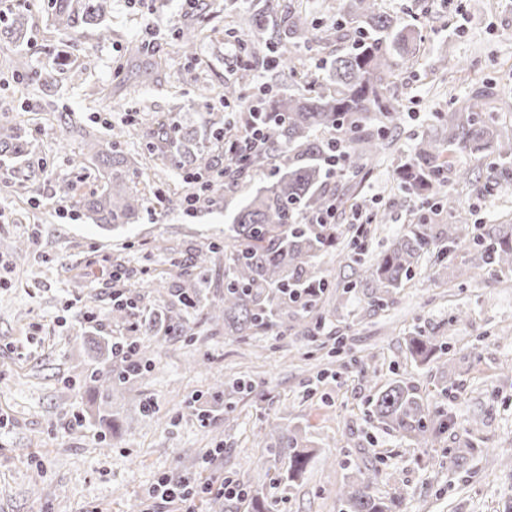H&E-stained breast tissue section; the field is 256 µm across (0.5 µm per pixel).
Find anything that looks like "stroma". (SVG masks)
Wrapping results in <instances>:
<instances>
[{"label":"stroma","mask_w":512,"mask_h":512,"mask_svg":"<svg viewBox=\"0 0 512 512\" xmlns=\"http://www.w3.org/2000/svg\"><path fill=\"white\" fill-rule=\"evenodd\" d=\"M258 2L241 0L233 12L230 0H198L192 8L183 0H112V39L101 43L92 25L77 37L54 29L47 0H30L25 41L0 39V114L23 116L25 136L37 146L27 156H0V512H148L159 477L200 484L217 473L265 486L280 499L279 512H341L336 491L356 464L368 467L376 495L401 491L406 512H512V373L503 369L512 361V273L479 268L469 241L446 261L423 257L394 304L384 307L373 305L370 289L345 290L352 268L321 257L320 271L340 303L325 308L326 324L314 339L292 331L243 344L212 330L200 313L189 319L192 339L142 337L156 368L109 398L117 438L106 446L93 423L70 426L99 404L89 374L107 367L102 339H131L130 324L145 315L139 307L127 324L112 323L113 271L131 293L148 292L170 260L190 265L197 249L223 237L245 194L265 181L254 176L243 190L198 204L191 216L179 205L162 212L152 203L137 222L111 232L62 211V177L71 176L81 192L93 183L89 171L72 166L83 148L77 131L106 141L112 127L137 117L138 136L117 150L138 161V190L185 196L183 170L145 149L156 120L171 118L206 143L211 113L224 109L218 92L241 67L232 52L237 43L277 35L293 7L321 30L336 21V0H276L258 29L249 21ZM380 8L415 25L426 52L392 87L400 134L362 182L372 206L394 217L369 237L368 261L412 220V201L395 187V168L412 136H448L431 113L448 111L451 98H466L483 82L512 100V0H381ZM179 29L208 36L195 54L179 55ZM132 43L144 46V60L159 63L157 82L142 84L140 62L126 52ZM19 52L34 71H52L53 81L38 86L17 77L12 61ZM83 52L93 57L90 67L74 63ZM250 66L255 78L243 99L264 87L281 97L295 92L296 78L269 69L263 56ZM458 196L470 222L512 224L511 181L485 197L472 187ZM19 240L27 252L14 251ZM87 313L95 322H84ZM418 329L437 331L445 348L424 365L405 354V338ZM338 340L344 350L335 356ZM365 369L386 381L407 379L429 403H443L447 430L422 448L371 422ZM235 381L247 389L228 396ZM448 381L457 384V397L439 400ZM147 400L154 415L142 412ZM269 419L302 426L319 448L295 483H276L286 460L252 443ZM218 447L223 457L206 458ZM450 448L465 449L464 461L449 463Z\"/></svg>","instance_id":"stroma-1"}]
</instances>
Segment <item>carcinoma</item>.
<instances>
[{"label":"carcinoma","mask_w":512,"mask_h":512,"mask_svg":"<svg viewBox=\"0 0 512 512\" xmlns=\"http://www.w3.org/2000/svg\"><path fill=\"white\" fill-rule=\"evenodd\" d=\"M55 27L78 36L91 24H100L111 9L110 0H49ZM288 37L305 36L307 14L288 11ZM421 38L412 25L381 13L379 0H337L334 25L308 39L306 51L325 64L327 77L313 73L301 76L297 93L278 98L265 88L257 97L258 111L272 114L267 126V148L231 162L228 173L218 174L224 183H212L210 192L230 189L239 181L265 174L269 181L246 198L233 218L224 225V241L207 244L191 268L173 264L178 279H188L186 288L168 291V303L160 310L149 308L150 318L141 325L146 335L186 337L191 331L188 316L202 313L224 335L247 341L267 331L286 334L297 327L308 336L318 333L321 322H309L306 314L325 307L332 300L329 280L321 277L317 259L336 252L338 262L354 258L367 249V238L345 236L338 224H317L331 204L341 208L350 199L372 224H385L388 216L374 213L366 199H356L360 177L383 150L392 147L390 135L398 129L397 112L389 97L397 72L418 64ZM277 64L298 75V59L272 40L265 45ZM251 83L250 69H243L239 85L224 86L222 98H240L237 87ZM492 87L474 88L471 96L448 112L435 113L441 126L450 129L448 140L424 135L398 169L401 191L423 210L419 218L403 227L388 248L370 263L360 264L357 279L347 283L372 289V303L383 306L394 301L397 290L416 274L420 260L433 255L442 261L468 235V216L459 210L451 185L475 183L472 169L450 161L456 152L480 155L493 179H512V138L498 128L497 108L485 103L494 99ZM243 116H214L209 121L215 144H230L238 138ZM87 156L77 158L78 166L94 165V178L101 186L79 195L76 203L95 224L121 225L135 221L144 209L145 197L132 190L139 168L128 159L114 155L112 142L86 133ZM182 129L163 120L147 146L153 152L166 148L172 164L206 174L211 170L209 147L196 153L181 150ZM345 148L346 183L336 181L328 162L333 143ZM32 143L23 139L22 121L14 118L0 126V153L16 156L30 153ZM446 209L456 217L454 224H436L434 216ZM482 265L492 271H512V225L499 224L485 235L472 236ZM224 253V291L214 297L205 293L211 256ZM437 346V336L420 331L409 337L406 349L416 362L426 360ZM155 365L141 354L135 361H112V368L97 370L90 377L98 393L110 395L144 379ZM373 393L368 399L369 417L386 430L420 445L445 429L444 410L432 407L419 387L411 382H384L372 374L367 378ZM253 441L277 456L288 459L284 479L295 482L311 461L306 440L278 422H270L253 433ZM233 482L241 494L221 499L207 498L211 512H234L246 505L248 512H269L271 504L265 487L243 479ZM371 478L346 485L338 492L345 512H405V496L395 492L378 497L371 491Z\"/></svg>","instance_id":"cac0c4a2"}]
</instances>
